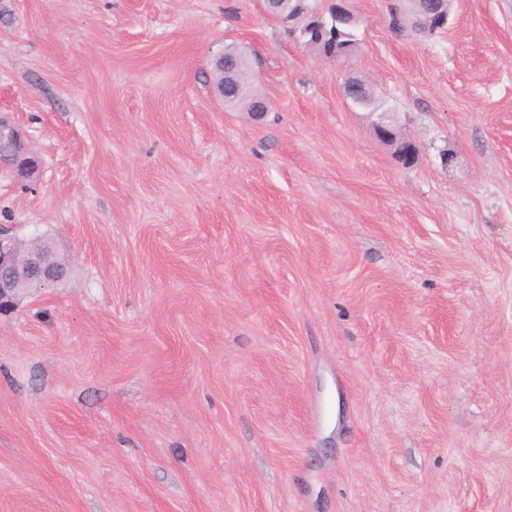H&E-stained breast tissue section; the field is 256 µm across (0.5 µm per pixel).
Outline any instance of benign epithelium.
I'll return each instance as SVG.
<instances>
[{
    "label": "benign epithelium",
    "mask_w": 512,
    "mask_h": 512,
    "mask_svg": "<svg viewBox=\"0 0 512 512\" xmlns=\"http://www.w3.org/2000/svg\"><path fill=\"white\" fill-rule=\"evenodd\" d=\"M269 13L288 15V24L298 29V18L288 12V0H264ZM421 27L427 32L443 29L448 24L451 0H416ZM300 30V29H298ZM311 30H300L306 37ZM234 57L227 54L216 63L219 94H235L238 86L232 77ZM352 105L365 111L377 138L394 149V155L403 162H411L416 153L412 142L396 131L393 115L372 105L368 95L361 90L346 94ZM10 147L9 167L20 178L30 179L39 171V160L30 151L25 136L14 125L0 118V144ZM69 274L67 261L60 257L52 243L44 236L21 238L11 225H0V311L10 310L25 291L36 286L52 288L64 281Z\"/></svg>",
    "instance_id": "7a95c632"
}]
</instances>
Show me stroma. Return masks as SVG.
I'll use <instances>...</instances> for the list:
<instances>
[{
    "label": "stroma",
    "mask_w": 512,
    "mask_h": 512,
    "mask_svg": "<svg viewBox=\"0 0 512 512\" xmlns=\"http://www.w3.org/2000/svg\"><path fill=\"white\" fill-rule=\"evenodd\" d=\"M351 4L337 60L263 0H0V224L72 266L0 312V512H512V0ZM421 27L427 32L443 29L448 24L451 0H415ZM232 60H236L230 54H226L222 56L216 63V71L218 73V78L216 81V86L219 94L224 97L225 92L229 95L236 94L238 92V86L232 77V72L236 67H232ZM238 82L240 83L239 92L236 96L228 98V103H243L247 106V109L251 114L255 117H261L268 110V102L266 100H262L257 104L255 111L252 112L253 104L256 100L263 99L258 95H251L247 91V85L245 80H247V68L243 61L238 59ZM356 88H359V93L352 94L346 91L347 99L350 100L354 107L365 111L377 138L392 147L394 149V155L399 160L402 162H411L415 157V146L412 142L405 140L397 133L392 113L379 111L378 107H374L359 83H357ZM7 144L10 147L11 159L9 167L20 178H33L39 171V160L30 151L25 136L14 125L0 118V146Z\"/></svg>",
    "instance_id": "35a3bbf8"
}]
</instances>
